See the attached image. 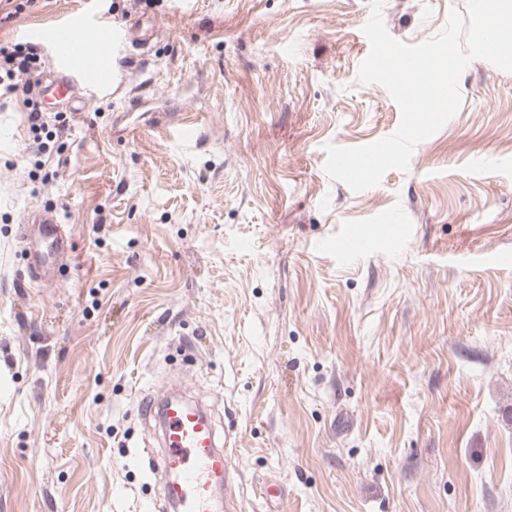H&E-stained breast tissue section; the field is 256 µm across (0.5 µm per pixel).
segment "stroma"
<instances>
[{
	"mask_svg": "<svg viewBox=\"0 0 512 512\" xmlns=\"http://www.w3.org/2000/svg\"><path fill=\"white\" fill-rule=\"evenodd\" d=\"M466 8L382 18L415 44ZM85 9L154 40L46 153L0 106V512H156L139 404L175 385L227 435L243 512H512V72L472 61L408 171L356 193L326 145L401 118L357 81L372 0H25L0 44ZM47 207L72 254L42 288L19 217Z\"/></svg>",
	"mask_w": 512,
	"mask_h": 512,
	"instance_id": "1",
	"label": "stroma"
}]
</instances>
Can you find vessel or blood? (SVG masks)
Returning a JSON list of instances; mask_svg holds the SVG:
<instances>
[{"mask_svg":"<svg viewBox=\"0 0 512 512\" xmlns=\"http://www.w3.org/2000/svg\"><path fill=\"white\" fill-rule=\"evenodd\" d=\"M100 32L99 21L87 13L68 17L53 28L20 30V39L48 49L58 61L37 91L43 100L55 102L59 111H87L88 100L79 87L110 73L114 67L110 48L147 43L146 32L137 21L110 33L106 50L98 47ZM59 224L53 209L22 217L21 233L34 277L56 276L58 258L69 248ZM140 407L143 415L158 416L161 422L164 449L154 469L165 477L163 493L173 512H220L222 493L232 490L234 466L231 455L218 448L215 429L206 414L197 405L174 397L160 403L147 398Z\"/></svg>","mask_w":512,"mask_h":512,"instance_id":"1","label":"vessel or blood"}]
</instances>
